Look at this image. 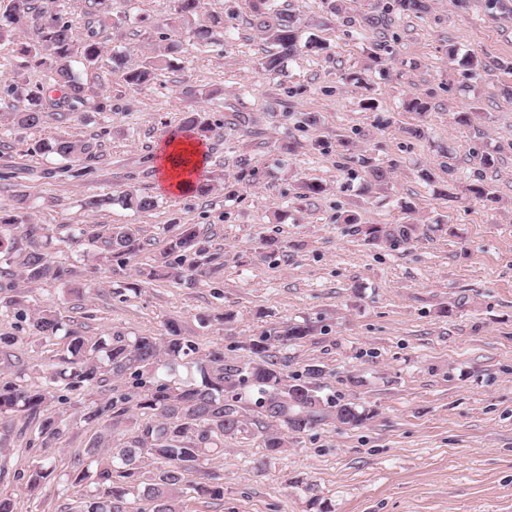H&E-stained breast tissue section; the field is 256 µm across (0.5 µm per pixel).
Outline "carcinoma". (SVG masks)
<instances>
[{
  "label": "carcinoma",
  "mask_w": 512,
  "mask_h": 512,
  "mask_svg": "<svg viewBox=\"0 0 512 512\" xmlns=\"http://www.w3.org/2000/svg\"><path fill=\"white\" fill-rule=\"evenodd\" d=\"M72 0H62L59 9L50 11L37 0H9L0 14V40L13 32L32 27L34 35L21 48L22 54L38 67L49 71L42 84L17 83L7 93L25 102L15 113L17 125L33 128L46 118L64 120L74 112L91 107L98 112L112 111L111 100L90 94L87 84L74 74L71 58L76 47L89 68L96 67L105 57L112 56V65L123 66L122 57L110 54L107 39L97 28L98 6L105 0H88L80 14L84 37L76 39V24L71 18ZM275 0H251V9L264 40L277 48L261 62L263 71H281L283 58L298 52L299 30L289 15L274 8ZM429 0H379L376 13L363 18L364 24L377 29L393 14L419 16L428 12ZM183 32H174L166 53L147 58L139 67L125 72V81L135 88L150 85L158 73L167 68L168 56L179 51ZM313 49L319 44L313 39L304 42ZM36 150L55 154L70 162H83L89 146L80 141L58 139L43 141ZM368 166L370 182L366 189L387 184L389 173L382 167ZM119 201L129 209L145 211L154 207L146 196L127 192L114 199L94 198L87 206L98 209ZM29 205L23 195L14 199L12 209L0 213V228L19 229L32 242L30 249L18 253L16 238L0 233V279L14 275L26 283L61 280L67 270L56 265L42 246L34 242L42 237L44 228L29 223ZM352 232L369 244L408 243L419 237V226L406 224H362L354 214L344 217ZM87 242L103 258L124 266L148 246L140 229L132 224L114 225L88 236ZM218 257L201 246L196 227L182 224L169 239L159 264L138 271L149 280L168 279L194 282L217 272ZM29 328L37 336L51 339L58 335L65 340L68 357L41 386H32L22 378L0 382V422L10 425L19 415L37 425L36 440L40 447L50 448L62 437L63 414L48 411L52 403L65 405L70 395L93 388H102L108 379H129L126 390L109 388L86 408L85 421L97 423L101 429L92 437L85 458L74 462L67 475L73 486L86 483L94 491L83 495L78 512H184L185 498L223 500L224 483L205 470L203 463L209 454L224 448V438L244 431V408L238 395L246 386L259 395L262 416L283 425L294 433H302L328 418L357 427L369 416V411L352 402H343L321 394L317 380L322 370L311 368L306 376H288L277 368L275 353L312 335L307 323H288L245 342L243 349L251 361L239 367L224 365V350L199 353L193 341L181 335L174 321L166 323L164 336H133L119 334L108 338L86 336L66 327L60 311L38 309L32 313ZM194 358L198 378L176 382L158 376V371H173L188 357ZM150 414L155 421L139 426L132 440L122 447L112 445V438L126 430L130 412ZM269 452H280L288 441L280 432L267 431L263 439ZM153 459L157 466L145 468L144 460ZM198 479L188 480L189 474ZM52 470L35 464L23 475L29 493L40 491ZM143 501L147 507L136 511L131 504Z\"/></svg>",
  "instance_id": "cac0c4a2"
}]
</instances>
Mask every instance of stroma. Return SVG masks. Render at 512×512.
I'll return each instance as SVG.
<instances>
[{
	"instance_id": "stroma-1",
	"label": "stroma",
	"mask_w": 512,
	"mask_h": 512,
	"mask_svg": "<svg viewBox=\"0 0 512 512\" xmlns=\"http://www.w3.org/2000/svg\"><path fill=\"white\" fill-rule=\"evenodd\" d=\"M430 4L419 17L393 16L382 33L361 21L376 0H346L338 15L323 0H276L324 48L301 49L270 76L259 65L270 46L248 0H203L188 28L212 26L216 15L224 27H212L208 42L184 39L152 85L128 86L108 60L92 71L75 65L111 98V111L23 130L5 90L44 82L47 72L18 52L26 32L0 40V208L26 195L31 223L45 227L47 251L67 271L61 281L15 282L0 300L22 294L89 336H161L173 320L200 348L223 349L231 365L247 361L246 340L306 322L313 334L279 351L280 368L291 376L320 368L323 394L369 412L358 427L326 420L289 433L287 448L271 455L244 393L247 432L225 438L205 463L222 477L224 498L187 499L186 512H512V100L504 95L512 16L487 0ZM173 5L112 0V15L124 18L102 27L112 53L135 68L163 51ZM452 47L481 56L486 71L474 76L450 62ZM417 96L429 104L422 120L406 109ZM369 98L375 110L363 109ZM473 109V123L456 122ZM193 113L210 125L205 196L163 191L157 179L160 147ZM305 113L316 123H302ZM419 123L425 135L412 138L407 129ZM59 138L89 144L91 159L66 173L60 158L35 152ZM285 142L292 153H278ZM485 152L495 165L483 171L476 157ZM363 157L389 171L384 189L367 191ZM425 170L434 182L422 179ZM479 177L498 204L471 196ZM305 182L322 192L302 197ZM129 191L156 207L87 206ZM350 211L364 224L414 222L420 235L396 247L368 244L340 222ZM68 224H134L148 246L103 274L97 251L70 240ZM172 224L196 226L220 256L215 275L190 285L138 276L161 257ZM0 334L17 339L0 355V380L39 385L61 363L59 340L35 337L6 305ZM85 410L72 398L62 439L45 451L0 430L10 450L0 457V494L13 496L17 512H76L83 490L65 475L96 431ZM40 461L53 474L32 496L19 474Z\"/></svg>"
}]
</instances>
